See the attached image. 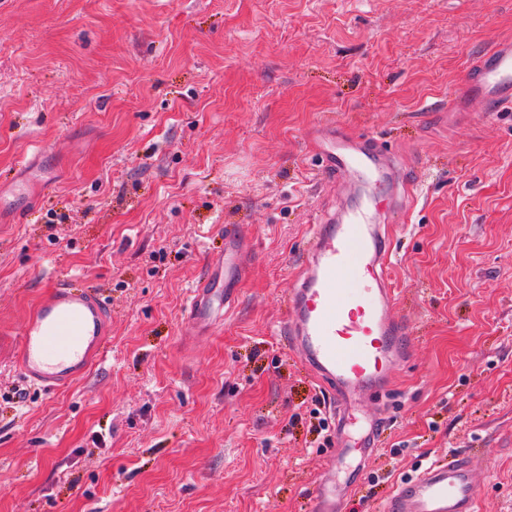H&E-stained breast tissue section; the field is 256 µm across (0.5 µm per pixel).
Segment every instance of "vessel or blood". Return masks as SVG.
Masks as SVG:
<instances>
[{
    "mask_svg": "<svg viewBox=\"0 0 512 512\" xmlns=\"http://www.w3.org/2000/svg\"><path fill=\"white\" fill-rule=\"evenodd\" d=\"M465 84L470 106L484 112L512 109V40L495 42L470 65ZM319 173L327 181L348 179L378 186L365 209L325 213L315 225L304 275L289 291L284 331L334 399L332 448L325 474L314 489L311 512H346L345 500L360 468L378 448L382 417L360 410L370 387L387 392L408 356L409 338L395 313L388 277V229L380 219L397 211L401 167L380 141L354 136L333 125L313 137ZM250 247L227 234L224 249L209 258L207 274L193 290L186 319L195 331L212 327L236 298ZM110 312L100 293L60 283L43 298L20 330L16 367L45 391L69 386L101 353ZM477 456L452 454L402 481L383 512H476L472 482Z\"/></svg>",
    "mask_w": 512,
    "mask_h": 512,
    "instance_id": "vessel-or-blood-1",
    "label": "vessel or blood"
}]
</instances>
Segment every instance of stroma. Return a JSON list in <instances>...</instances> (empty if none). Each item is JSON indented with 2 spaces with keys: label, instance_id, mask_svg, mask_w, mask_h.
Here are the masks:
<instances>
[{
  "label": "stroma",
  "instance_id": "obj_1",
  "mask_svg": "<svg viewBox=\"0 0 512 512\" xmlns=\"http://www.w3.org/2000/svg\"><path fill=\"white\" fill-rule=\"evenodd\" d=\"M502 38L512 0H0V512H309L332 398L288 290L323 213L368 202L314 176L325 120L420 188L388 264L410 358L363 397L385 425L347 512L467 452L477 512H512V111L448 114ZM229 229L254 244L238 299L191 335ZM62 280L111 329L46 393L12 362Z\"/></svg>",
  "mask_w": 512,
  "mask_h": 512
}]
</instances>
